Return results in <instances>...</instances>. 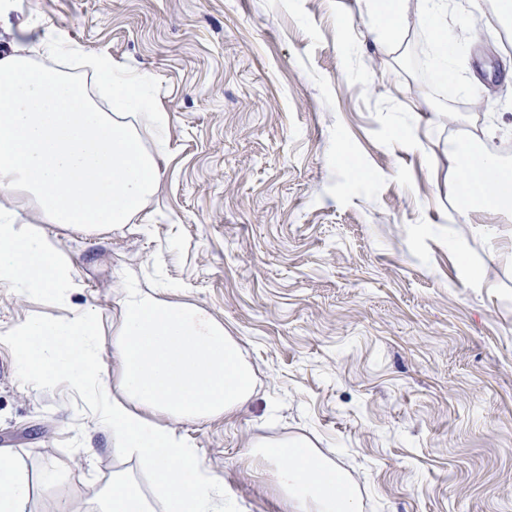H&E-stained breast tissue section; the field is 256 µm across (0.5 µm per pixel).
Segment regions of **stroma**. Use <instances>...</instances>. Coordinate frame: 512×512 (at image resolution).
Wrapping results in <instances>:
<instances>
[{
  "mask_svg": "<svg viewBox=\"0 0 512 512\" xmlns=\"http://www.w3.org/2000/svg\"><path fill=\"white\" fill-rule=\"evenodd\" d=\"M406 0L399 46L375 0H7L0 53L46 30L80 56H40L100 87L87 55L150 72L167 120L155 194L129 224L47 225L78 283L65 306L0 286V448L58 469L33 512H65L135 459L67 381L24 377L2 337L28 317L92 308L102 355L130 278L204 310L255 385L233 415L177 429L224 481L227 512H285L258 435L303 438L346 471L361 512H512V211L465 212L454 147L512 141L508 33L495 0H445L443 29ZM448 39L449 75L417 50ZM469 265L474 277L461 274Z\"/></svg>",
  "mask_w": 512,
  "mask_h": 512,
  "instance_id": "obj_1",
  "label": "stroma"
}]
</instances>
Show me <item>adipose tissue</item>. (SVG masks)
<instances>
[{
  "instance_id": "ef3b65f1",
  "label": "adipose tissue",
  "mask_w": 512,
  "mask_h": 512,
  "mask_svg": "<svg viewBox=\"0 0 512 512\" xmlns=\"http://www.w3.org/2000/svg\"><path fill=\"white\" fill-rule=\"evenodd\" d=\"M112 91L102 111L77 80L35 66L31 55H0V197L25 198L38 224L21 223L0 208V285L64 305L76 283L71 267L44 232L47 224L86 232L129 223L157 189L165 150V116L134 101L147 72L122 75L105 55L89 61ZM143 110L142 129L127 119ZM153 139L154 151L142 145ZM450 190L464 210L512 208V167L491 155L458 156ZM112 336L115 370L95 341L97 314L85 308L65 321L29 318L8 343L24 376L46 384L67 380L103 409L114 449L134 457L150 475L165 512H224V482L201 465L177 433V423L215 418L245 403L254 374L239 344L204 311L135 287L122 288ZM251 454L268 467L289 512H360L344 471L317 456L308 440L256 437ZM55 470L30 478L11 449L0 448V512H29L34 485L55 481ZM82 512H155L134 480L116 478L83 501Z\"/></svg>"
}]
</instances>
